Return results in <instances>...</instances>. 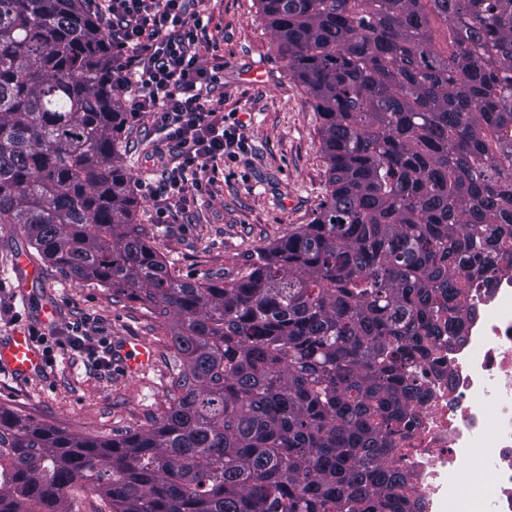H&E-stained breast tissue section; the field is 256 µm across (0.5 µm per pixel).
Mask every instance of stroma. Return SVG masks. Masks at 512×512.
Masks as SVG:
<instances>
[{"mask_svg": "<svg viewBox=\"0 0 512 512\" xmlns=\"http://www.w3.org/2000/svg\"><path fill=\"white\" fill-rule=\"evenodd\" d=\"M207 26L200 46L204 64L224 65V82L214 96L238 114L249 148L217 176L212 194L180 210L173 223L156 224L154 202L140 196L138 221L157 227L159 253L176 275L203 281L232 280L256 251L295 227L309 223L326 184L319 147V118L302 87L288 74L285 60L259 12L257 0H205ZM161 138L148 119L135 121L126 136L132 185L161 181L163 168L151 152ZM27 251L43 278L29 302H22L12 267L17 250ZM56 305L57 320L41 325V302ZM0 305L17 312L19 328H42L64 337L86 325L97 340L131 336L155 351L153 367L138 376L98 365L84 352L56 350V362L32 379L0 372V404L21 409L38 422L91 437H113L159 421L173 394L176 373L171 332L125 295L96 284L77 285L44 264L19 229L0 224Z\"/></svg>", "mask_w": 512, "mask_h": 512, "instance_id": "1", "label": "stroma"}]
</instances>
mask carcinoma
Returning a JSON list of instances; mask_svg holds the SVG:
<instances>
[{
    "label": "carcinoma",
    "instance_id": "1",
    "mask_svg": "<svg viewBox=\"0 0 512 512\" xmlns=\"http://www.w3.org/2000/svg\"><path fill=\"white\" fill-rule=\"evenodd\" d=\"M259 3L327 189L226 283L173 275L136 221L135 113L88 0H0V224L170 324L178 369L163 418L118 437L0 405V512H70L75 485L110 512H417L382 456L421 396L409 366L512 258V0Z\"/></svg>",
    "mask_w": 512,
    "mask_h": 512
}]
</instances>
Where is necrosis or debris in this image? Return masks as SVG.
Listing matches in <instances>:
<instances>
[{
  "mask_svg": "<svg viewBox=\"0 0 512 512\" xmlns=\"http://www.w3.org/2000/svg\"><path fill=\"white\" fill-rule=\"evenodd\" d=\"M469 305L462 335L414 364L424 396L387 455L420 512H512V273L474 280ZM479 448L488 475L468 488L461 466Z\"/></svg>",
  "mask_w": 512,
  "mask_h": 512,
  "instance_id": "1",
  "label": "necrosis or debris"
}]
</instances>
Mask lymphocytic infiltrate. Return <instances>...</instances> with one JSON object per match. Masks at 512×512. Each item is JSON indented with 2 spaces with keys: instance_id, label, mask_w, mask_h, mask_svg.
Wrapping results in <instances>:
<instances>
[{
  "instance_id": "obj_1",
  "label": "lymphocytic infiltrate",
  "mask_w": 512,
  "mask_h": 512,
  "mask_svg": "<svg viewBox=\"0 0 512 512\" xmlns=\"http://www.w3.org/2000/svg\"><path fill=\"white\" fill-rule=\"evenodd\" d=\"M98 17L121 58L117 90L179 153V165L162 183L141 186L156 204L157 223L165 224L188 196L208 192L205 174L218 173L248 144L212 94L221 68L200 59L204 23L193 0H98Z\"/></svg>"
}]
</instances>
